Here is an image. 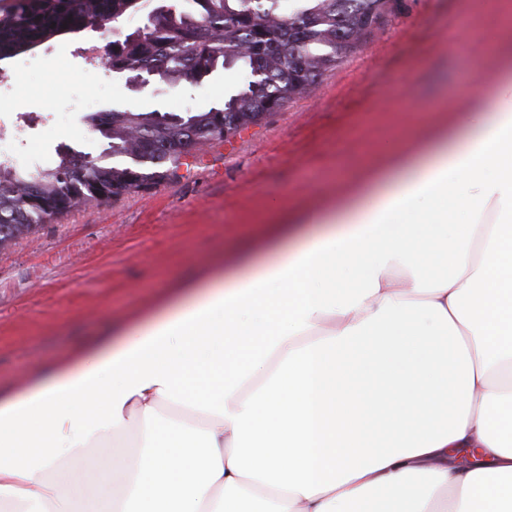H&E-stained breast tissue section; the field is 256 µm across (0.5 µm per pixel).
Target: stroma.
Masks as SVG:
<instances>
[{
  "instance_id": "35a3bbf8",
  "label": "stroma",
  "mask_w": 512,
  "mask_h": 512,
  "mask_svg": "<svg viewBox=\"0 0 512 512\" xmlns=\"http://www.w3.org/2000/svg\"><path fill=\"white\" fill-rule=\"evenodd\" d=\"M492 3L393 0L311 93L196 151L177 179L77 206L0 252V394L155 311L175 286L249 247L266 225L300 223L380 166L388 142L410 143L442 125L470 88L462 74L480 83L497 66L488 50L499 34ZM110 38L86 30L6 60L0 126L25 112V135L48 160L66 146L94 157L106 141L87 113L205 111L249 77L232 68L176 87L155 77L139 90L128 73L89 70L86 48Z\"/></svg>"
}]
</instances>
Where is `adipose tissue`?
Segmentation results:
<instances>
[{
    "label": "adipose tissue",
    "instance_id": "1",
    "mask_svg": "<svg viewBox=\"0 0 512 512\" xmlns=\"http://www.w3.org/2000/svg\"><path fill=\"white\" fill-rule=\"evenodd\" d=\"M385 152L0 396V512H512V59Z\"/></svg>",
    "mask_w": 512,
    "mask_h": 512
}]
</instances>
